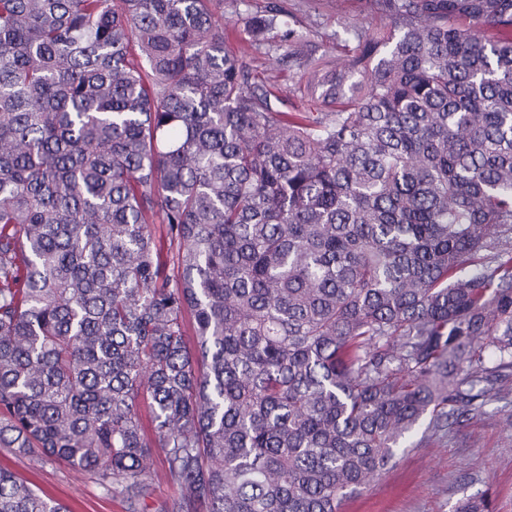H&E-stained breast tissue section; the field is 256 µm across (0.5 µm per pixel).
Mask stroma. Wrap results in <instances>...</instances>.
<instances>
[{"label":"stroma","mask_w":512,"mask_h":512,"mask_svg":"<svg viewBox=\"0 0 512 512\" xmlns=\"http://www.w3.org/2000/svg\"><path fill=\"white\" fill-rule=\"evenodd\" d=\"M317 55L344 60L346 51L333 35L344 26L365 34L382 23L362 0H281ZM224 19L232 45L257 81L276 78L281 111L310 108L295 91L296 74L277 64L266 45L255 43L233 13ZM0 464L11 468L34 489L66 503L71 512H128L123 498L104 490L88 474L55 462L34 463L0 448ZM481 500L491 512H512V388L494 398L481 414L434 437L430 447L408 448L368 485L346 501L342 512H455L465 500Z\"/></svg>","instance_id":"1"}]
</instances>
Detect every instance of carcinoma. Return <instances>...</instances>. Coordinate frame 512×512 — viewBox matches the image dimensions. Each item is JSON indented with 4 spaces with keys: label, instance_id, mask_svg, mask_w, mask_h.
Instances as JSON below:
<instances>
[{
    "label": "carcinoma",
    "instance_id": "carcinoma-1",
    "mask_svg": "<svg viewBox=\"0 0 512 512\" xmlns=\"http://www.w3.org/2000/svg\"><path fill=\"white\" fill-rule=\"evenodd\" d=\"M244 2L0 0V447L129 512L155 448V512H339L512 380V0H370L341 65L246 17L314 112ZM229 22V29L232 30V46L239 50L241 60L247 65L254 75L256 80L261 82L267 81L271 76L276 77L277 83L280 87L281 103L278 107L283 112H291L292 106L295 103L303 109L309 111V108L314 112L310 98H300V93L295 92V82H297L298 75L288 71V67L282 64L278 65L275 62V57L282 54L280 50L277 54L268 52L266 45L255 43L249 38L244 31V23L241 17L231 13L230 10L224 5V23ZM151 471H154L158 477L153 474L148 496L141 503L140 512H154L153 510L157 502L172 498L178 494L177 486L166 481L162 476L164 471L163 455L157 450L153 456Z\"/></svg>",
    "mask_w": 512,
    "mask_h": 512
}]
</instances>
